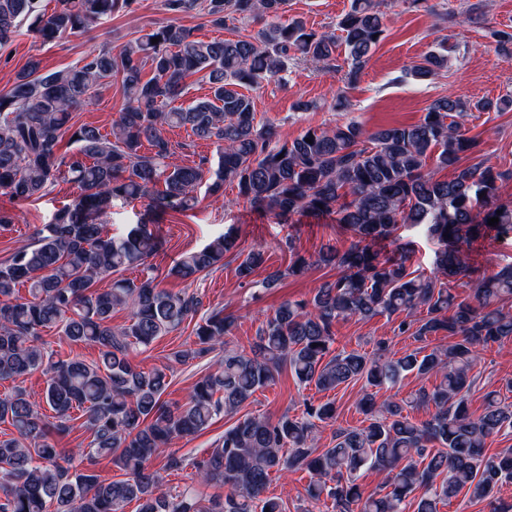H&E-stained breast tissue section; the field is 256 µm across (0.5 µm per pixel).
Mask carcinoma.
Segmentation results:
<instances>
[{"instance_id":"1","label":"carcinoma","mask_w":512,"mask_h":512,"mask_svg":"<svg viewBox=\"0 0 512 512\" xmlns=\"http://www.w3.org/2000/svg\"><path fill=\"white\" fill-rule=\"evenodd\" d=\"M40 0H0V48L21 34L23 24L42 43L86 32L129 9L132 0H56L51 13ZM198 0H165L173 18L116 50L103 46L76 64L42 72L32 59L0 93V189L19 200H35L63 179L73 184L72 202L36 230L31 243L0 264V381L34 372L46 376L41 401L21 386L0 396V423L13 428L0 439V512H119L137 501L138 512H283L265 495L271 473L306 470V497L332 500L336 512H440L461 492L487 500L512 482V448L489 454L488 440L512 430V403L492 391L479 416L468 411V394L480 351L512 341V313L498 306L512 297V264L485 275L470 262L463 245L491 233H512V204L497 196L503 173L479 161L461 162L478 152L464 117L476 108L503 112L506 95L471 105L451 95L434 100L416 124L372 131L356 122L308 128L282 141L276 128L255 123L254 102L245 91L263 80L282 77L297 56L333 67L344 47L347 79L354 82L386 31L384 0H351L337 22L341 35L317 33L296 19L280 22L288 0H207L215 25L251 18L263 23L255 40L194 37L179 16ZM158 42H152V39ZM448 50L430 51L407 69L416 80L443 70ZM151 76L144 78V71ZM199 74L210 96L186 108L173 103L188 93L187 78ZM120 78L122 108L111 132L74 121L73 112L92 102L105 81ZM188 128L217 150L216 167L205 162H168L174 147L165 128ZM312 143H307V140ZM68 141L75 151L61 152ZM434 168H428V160ZM458 170L451 180L436 174ZM260 212L280 216L321 215L332 211L353 232L346 249L327 246L310 259L293 254L288 268L267 265L261 251L248 252L237 267L241 279L266 271L264 289L312 267H334L340 275L316 289L308 301L286 300L258 329L250 352L226 349L236 318L214 311L194 325V340L172 352L186 363L216 351L220 367L203 374L187 401L162 400L170 381L158 368L144 370L131 351L146 348L198 314L201 297L187 290L159 287L146 260L161 241L153 226L167 211H186L198 203V190L220 198L224 184ZM147 198L150 207L126 236L103 235L101 217L115 200ZM498 217L496 226L489 219ZM422 225L437 241L430 275L410 269L412 250L396 231ZM236 248L226 233L182 254L168 276L195 281ZM142 267L135 280L116 274ZM110 279L112 286L95 284ZM465 279L466 298L446 282ZM28 288L22 296L19 287ZM127 310V324L112 327V313ZM426 315L401 320L400 335L425 340L442 332L448 344L430 352L386 356L388 340L373 354L335 352L336 322L369 321L379 315ZM56 328L72 343L98 350L88 362L63 357L45 347L42 333ZM289 369L298 383L319 391L363 381L357 407L366 424L339 427L332 446L315 448L319 427L336 421L335 402L305 406L302 416L236 417L260 389ZM412 373L438 377L432 388L397 400H376L374 390L393 387ZM54 412L49 417L41 404ZM431 404V419L415 423L404 414ZM85 412L89 448H60L71 431L72 410ZM221 416L236 417L217 448L194 462L203 486L229 488L207 499L190 491L163 489L153 460L165 454L164 470H178L184 459L166 450L174 440L193 437ZM112 457L123 479L107 481L89 468L94 459ZM79 464H74L75 458ZM368 466L385 474L383 494L364 495L356 473ZM423 491L415 498L417 491Z\"/></svg>"}]
</instances>
